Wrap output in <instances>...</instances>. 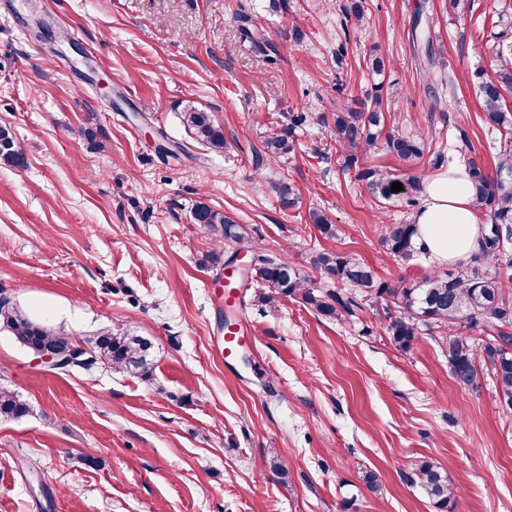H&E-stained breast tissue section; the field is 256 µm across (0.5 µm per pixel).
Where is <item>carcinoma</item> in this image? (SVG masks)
<instances>
[{
  "mask_svg": "<svg viewBox=\"0 0 512 512\" xmlns=\"http://www.w3.org/2000/svg\"><path fill=\"white\" fill-rule=\"evenodd\" d=\"M237 21L241 38L249 43V49L266 53L270 45L257 34L255 16L240 13ZM366 23L364 0H351L343 7L340 28L344 38H349V32L360 30ZM479 90L483 124L500 135L494 171L487 170L471 156V140L460 126L456 127L455 154L446 157L437 152L429 161L434 169L451 168L457 162L464 165L471 183L473 205L490 220L481 225L477 249L469 262L457 264L454 270L434 271L419 282L400 279L389 284L377 281L372 270L358 259L327 251L313 258V265L321 273V281L314 286L291 261L256 250L250 277L265 289L262 301L270 307H275L282 298L298 297L329 320L356 315V310L362 308L367 299H386L395 308V313H387L384 324L393 343L408 351L422 332L437 335L453 377L475 389L480 387L475 365L477 349L466 331L478 326L492 330L493 341L485 344L482 352L501 388L505 407L512 412V111L505 104V94L512 95V44L496 50L495 71L481 82ZM382 105V96L377 92L362 112L333 113L330 139L343 167L357 166L375 145L384 120ZM306 121L307 116L296 115L290 127L270 132L262 141L263 150L255 152L256 162L262 163L265 154L276 158L291 152L294 147L292 130ZM183 122L203 143L215 149L224 148V130L215 124L209 113L188 106L183 110ZM426 143V136L422 134L415 137L388 135L387 151L417 166L415 174L402 179L389 171L369 168L359 172L358 178L366 181L372 193L385 201L405 195L408 205H416L414 196L421 191L423 177L418 164L424 161ZM0 163L19 168L26 165L25 154L6 123L0 124ZM396 181L403 184V190L394 194L391 185ZM270 188L283 206H295L294 189L285 177L270 181ZM309 218L323 237L336 236V226L323 212L314 210ZM194 221L213 233H221L230 243H238L247 235L236 220L204 202L196 205ZM415 234L416 225L411 222L386 224L382 243L389 254L401 260L428 255L425 249L415 245ZM0 326L20 344L34 339L64 349L82 342L92 352V363L84 366L86 370L101 364L144 381L154 380L153 342L146 336L110 327L91 336H74L32 320L5 299H0ZM28 412L29 404L20 393L0 387V419L18 420ZM411 478L420 483L438 512H448L452 493L441 467L427 461L417 463L412 468Z\"/></svg>",
  "mask_w": 512,
  "mask_h": 512,
  "instance_id": "carcinoma-1",
  "label": "carcinoma"
}]
</instances>
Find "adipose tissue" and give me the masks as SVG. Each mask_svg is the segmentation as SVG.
Instances as JSON below:
<instances>
[{"mask_svg": "<svg viewBox=\"0 0 512 512\" xmlns=\"http://www.w3.org/2000/svg\"><path fill=\"white\" fill-rule=\"evenodd\" d=\"M416 241L438 261H468L476 249L479 220L463 169L453 168L427 181L423 201L413 218Z\"/></svg>", "mask_w": 512, "mask_h": 512, "instance_id": "ef3b65f1", "label": "adipose tissue"}]
</instances>
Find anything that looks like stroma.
Wrapping results in <instances>:
<instances>
[{"instance_id": "stroma-1", "label": "stroma", "mask_w": 512, "mask_h": 512, "mask_svg": "<svg viewBox=\"0 0 512 512\" xmlns=\"http://www.w3.org/2000/svg\"><path fill=\"white\" fill-rule=\"evenodd\" d=\"M347 2L0 0V123L27 157L23 169L0 164V298L79 336L112 326L151 337L156 362L151 383L101 366L59 373L0 330V385L30 405L0 420V512H436L409 479L418 460L447 473L451 512H512V419L494 378L458 384L428 335L397 349L384 301L329 321L240 287L243 357L218 352L235 251L261 248L313 280L323 250L390 283L438 267L382 246L383 224L413 212L398 198L380 204L358 172L405 166L380 146L342 168L328 150L337 107L362 110L380 92L385 133H421L448 153L459 125L496 161L479 84L512 42V0H366L369 25L339 64ZM242 11L274 60L242 45ZM376 53L389 61L379 77L366 67ZM188 104L223 127V149L183 125ZM299 112L308 120L293 151L255 166L265 136ZM282 175L298 195L291 208L268 185ZM200 200L248 239L229 246L195 224ZM314 209L336 238L310 223Z\"/></svg>"}]
</instances>
